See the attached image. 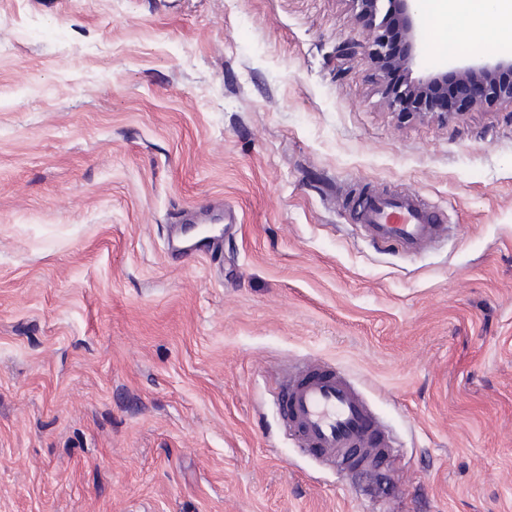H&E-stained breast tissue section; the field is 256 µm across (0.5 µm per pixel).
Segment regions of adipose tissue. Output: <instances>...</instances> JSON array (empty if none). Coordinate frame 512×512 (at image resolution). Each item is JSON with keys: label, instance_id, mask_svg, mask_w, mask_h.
I'll return each mask as SVG.
<instances>
[{"label": "adipose tissue", "instance_id": "1", "mask_svg": "<svg viewBox=\"0 0 512 512\" xmlns=\"http://www.w3.org/2000/svg\"><path fill=\"white\" fill-rule=\"evenodd\" d=\"M421 10L441 30L452 24L466 35L488 25L499 37L512 36V0H421Z\"/></svg>", "mask_w": 512, "mask_h": 512}]
</instances>
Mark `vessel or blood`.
I'll list each match as a JSON object with an SVG mask.
<instances>
[{"mask_svg": "<svg viewBox=\"0 0 512 512\" xmlns=\"http://www.w3.org/2000/svg\"><path fill=\"white\" fill-rule=\"evenodd\" d=\"M357 219L375 240L421 250L446 239V212L417 196H369L356 205ZM279 412L301 448L344 470L368 469L390 454L391 435L352 380L342 371L307 358L292 366L281 385Z\"/></svg>", "mask_w": 512, "mask_h": 512, "instance_id": "vessel-or-blood-1", "label": "vessel or blood"}]
</instances>
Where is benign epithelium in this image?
Returning a JSON list of instances; mask_svg holds the SVG:
<instances>
[{
	"label": "benign epithelium",
	"mask_w": 512,
	"mask_h": 512,
	"mask_svg": "<svg viewBox=\"0 0 512 512\" xmlns=\"http://www.w3.org/2000/svg\"><path fill=\"white\" fill-rule=\"evenodd\" d=\"M362 9L369 10L372 14L385 11L382 23L394 21L400 24L405 32L409 54L402 63L412 66L414 62V49L419 38V18L412 9L413 0H358ZM504 68L512 70V57L501 59L495 63H471L449 70L428 74L418 78L414 83L392 94L389 98L393 109L401 110L400 100L412 96L419 103V112L434 113L437 104L433 102L436 94L442 92L452 82L457 86L456 97L448 102L443 112H459V104L467 105L479 102H508L512 104V85L505 87L500 85L495 75Z\"/></svg>",
	"instance_id": "obj_1"
}]
</instances>
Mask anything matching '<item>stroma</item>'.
<instances>
[{
  "mask_svg": "<svg viewBox=\"0 0 512 512\" xmlns=\"http://www.w3.org/2000/svg\"><path fill=\"white\" fill-rule=\"evenodd\" d=\"M357 0H0V512H512V106L398 112ZM409 78L512 55L471 39ZM415 194L416 254L350 200ZM238 212L219 252L178 211ZM396 447L298 453L287 365Z\"/></svg>",
  "mask_w": 512,
  "mask_h": 512,
  "instance_id": "35a3bbf8",
  "label": "stroma"
}]
</instances>
